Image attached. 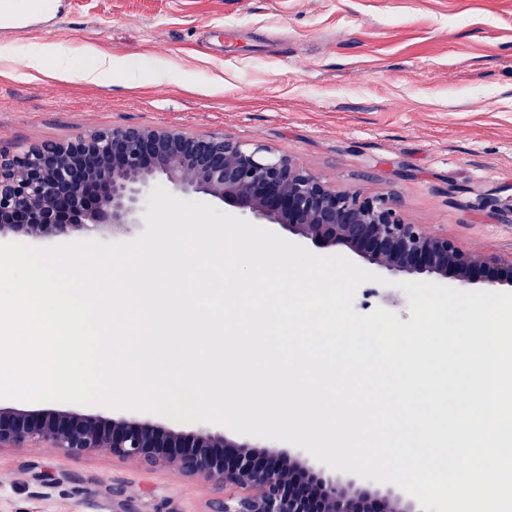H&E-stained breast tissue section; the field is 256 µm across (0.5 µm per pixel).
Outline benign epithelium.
Returning a JSON list of instances; mask_svg holds the SVG:
<instances>
[{
    "label": "benign epithelium",
    "mask_w": 512,
    "mask_h": 512,
    "mask_svg": "<svg viewBox=\"0 0 512 512\" xmlns=\"http://www.w3.org/2000/svg\"><path fill=\"white\" fill-rule=\"evenodd\" d=\"M159 174L180 192L210 196L316 248L346 246L370 268L428 274L441 283L512 286V259L463 249L408 223L392 197L330 185L285 155L222 133L126 126L0 154V233L64 238L93 225L132 236L144 228ZM216 441L206 431L184 434L150 423L106 427L85 414L50 420L40 412L0 411V447L41 442L74 456L104 450L240 490L213 501L212 512H384L386 497L356 502L321 471L298 478L299 464L286 454Z\"/></svg>",
    "instance_id": "obj_1"
}]
</instances>
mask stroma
I'll return each mask as SVG.
<instances>
[{
    "mask_svg": "<svg viewBox=\"0 0 512 512\" xmlns=\"http://www.w3.org/2000/svg\"><path fill=\"white\" fill-rule=\"evenodd\" d=\"M49 32L0 35V152L113 127L221 133L289 156L323 181L390 194L408 222L512 257V0H57ZM236 30L226 39L225 26ZM135 60L143 81L96 86L29 47ZM411 318L402 289L367 282L353 308ZM207 428L321 464L290 443L103 404L0 398V409ZM221 491L106 453L0 447V512H211Z\"/></svg>",
    "mask_w": 512,
    "mask_h": 512,
    "instance_id": "1",
    "label": "stroma"
}]
</instances>
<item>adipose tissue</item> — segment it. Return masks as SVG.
Returning a JSON list of instances; mask_svg holds the SVG:
<instances>
[{
    "label": "adipose tissue",
    "instance_id": "ef3b65f1",
    "mask_svg": "<svg viewBox=\"0 0 512 512\" xmlns=\"http://www.w3.org/2000/svg\"><path fill=\"white\" fill-rule=\"evenodd\" d=\"M84 64H74L73 60L65 55L58 54L54 44L45 42L32 45L27 53V66L38 71L44 66L46 59H54L58 69L68 73L75 80L98 85L110 79L112 74H119L129 84L139 83L143 77L141 67L132 61H115L110 56L87 49Z\"/></svg>",
    "mask_w": 512,
    "mask_h": 512
}]
</instances>
